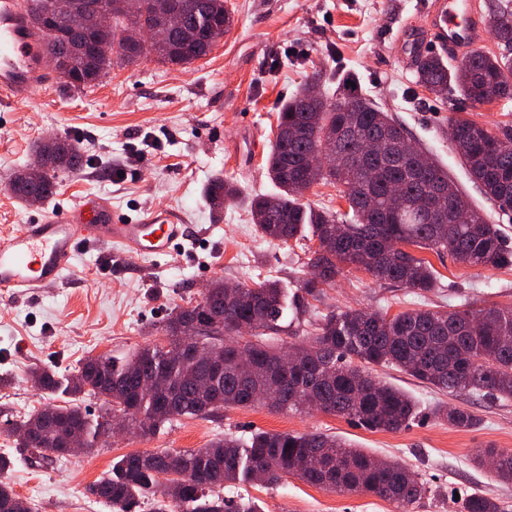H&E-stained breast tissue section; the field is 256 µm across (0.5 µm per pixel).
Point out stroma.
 Segmentation results:
<instances>
[{
    "instance_id": "obj_1",
    "label": "stroma",
    "mask_w": 512,
    "mask_h": 512,
    "mask_svg": "<svg viewBox=\"0 0 512 512\" xmlns=\"http://www.w3.org/2000/svg\"><path fill=\"white\" fill-rule=\"evenodd\" d=\"M428 0H227L232 30L188 67L144 57L115 65L95 86L62 92L57 82L33 90L20 104L0 107V234L45 218L84 195L109 200L140 221L165 211L187 226L176 251L157 259L116 246L104 261L98 245L83 246L73 268L33 298L0 297V454L13 465L6 480L32 512H110L88 488L113 460L132 452L186 450L231 434L322 432L343 438L382 459L405 464L432 489L402 507L369 493L338 494L286 476L251 485L264 512H457L455 495L483 493L512 512V486L494 480L473 456L493 446L512 450V400L437 392L386 367L377 376L415 399L419 415L406 429L370 431L348 419L312 410L227 408L212 418L182 417L154 437L103 438L93 452L38 465L9 435L6 422L47 404L32 372L52 367L68 374L87 355L120 357L163 341L159 327L171 308L200 300L211 281L249 283L276 279L290 303L306 306L300 324L273 335L277 344L307 340V326L331 311L417 308L450 310L512 306V266L478 269L450 256L422 251L437 273L431 291L375 281L365 270L344 267L320 299L301 290L308 271L306 246L258 236L244 203L277 189L265 170L281 104L310 79L331 99L345 96V80L392 113L418 145L447 168L469 203L499 225L512 245V211L487 199L459 163L448 138L450 118L473 119L494 133L512 129V97L476 106L459 91L447 98L416 82L396 45L402 28L424 27ZM70 139L90 161L81 171L57 173V191L27 205L9 189L15 171L32 162L46 137ZM237 182L243 202L213 218L204 189L215 176ZM460 406L480 423L456 430L437 419L436 405Z\"/></svg>"
}]
</instances>
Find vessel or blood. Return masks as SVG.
<instances>
[{
    "instance_id": "1",
    "label": "vessel or blood",
    "mask_w": 512,
    "mask_h": 512,
    "mask_svg": "<svg viewBox=\"0 0 512 512\" xmlns=\"http://www.w3.org/2000/svg\"><path fill=\"white\" fill-rule=\"evenodd\" d=\"M479 15L473 0H433L425 34L401 35L405 61L442 52L455 55L481 42ZM44 42L31 30L20 0H0V103L21 101L48 82L41 68ZM186 236V227L167 214L147 223L127 221L108 201L83 196L64 211L37 224H24L0 237V294L8 297L36 295L57 283L72 269L78 246L93 241L114 244L148 256L169 253Z\"/></svg>"
}]
</instances>
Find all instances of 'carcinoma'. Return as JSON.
Instances as JSON below:
<instances>
[{
	"mask_svg": "<svg viewBox=\"0 0 512 512\" xmlns=\"http://www.w3.org/2000/svg\"><path fill=\"white\" fill-rule=\"evenodd\" d=\"M31 23L45 33L44 55L67 60L83 82L59 86L78 93L96 84L111 67L143 56L187 66L211 51L214 32L228 33L234 22L226 0H137L128 10L115 4L112 29L90 27L81 34L68 22L76 3L92 13L103 0H55L52 21L43 16L42 0H27ZM181 13L195 29L181 38L168 14ZM487 26L512 45V0L490 9ZM146 26L168 33L165 43L129 45L124 33ZM416 82L440 98L455 84L470 101L487 104L512 96V58L474 52L451 68L441 55L419 59ZM314 84L288 100L278 115L275 139L266 156L268 177L279 193L257 195L248 203L260 237L286 243L310 227L317 246L310 250L309 275L300 288L314 300L336 281L343 267L363 269L378 281L427 292L435 287L431 263L405 250L416 246L447 253L471 267L498 269L512 265V247L496 224L468 208V221L447 218L429 224L414 206L426 201L445 214L467 205L444 168L426 150L411 146L404 127L353 93L342 102L314 96ZM449 138L461 165L500 209L512 210V133L499 136L465 118L451 120ZM42 178L31 181L26 169L14 174L11 192L24 203L47 200L56 192L54 176L75 170L84 154L69 139L39 143ZM341 187L348 211H314L301 201L315 184ZM212 209L237 200L238 186L221 177L206 188ZM287 295L279 281L263 279L230 287L216 279L196 304L176 306L161 326L165 343H148L121 359L110 354L87 357L78 368L59 376L51 368L33 372L35 383L62 404L47 405L20 420L7 422L21 447L40 461L65 457L69 434L83 437L92 451L108 434L113 412L148 438L178 417H213L226 407L298 412L304 408L345 417L372 431H399L418 415L413 399L379 382L368 368L391 366L444 393L512 398V306L441 311L417 309L392 316L388 312H331L314 324L313 342L295 348V360L283 372V350L269 343L279 327ZM220 352L223 365L213 372L194 362L198 345ZM164 374L170 388L161 397L140 388L141 380ZM100 401L96 417L83 398ZM437 418L469 430L478 419L469 410L439 406ZM496 461L492 474L512 483V451L484 448L476 456ZM326 491L369 492L400 505L414 504L427 493L426 484L396 460H382L324 433L260 431L242 441L226 434L202 448L129 453L90 487L112 512H135L147 502L149 512H262L241 495L224 496V488L240 483L271 484L283 476ZM0 512H31L6 481L0 479ZM459 512H503L484 494L462 500Z\"/></svg>",
	"mask_w": 512,
	"mask_h": 512,
	"instance_id": "1",
	"label": "carcinoma"
}]
</instances>
